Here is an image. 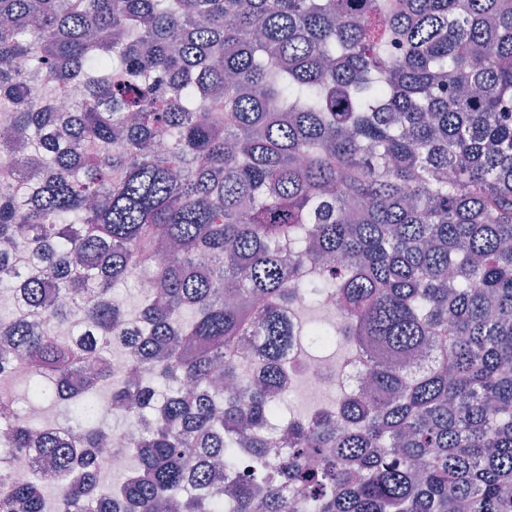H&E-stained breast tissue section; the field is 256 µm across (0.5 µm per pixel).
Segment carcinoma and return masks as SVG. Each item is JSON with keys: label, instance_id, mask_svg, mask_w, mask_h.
<instances>
[{"label": "carcinoma", "instance_id": "cac0c4a2", "mask_svg": "<svg viewBox=\"0 0 512 512\" xmlns=\"http://www.w3.org/2000/svg\"><path fill=\"white\" fill-rule=\"evenodd\" d=\"M1 114L0 512H512V0H0ZM303 387L310 389L316 386H337L340 390H348L355 381L353 365L350 363L336 364L328 362L324 357L305 359L301 366ZM337 397L336 390L331 387L319 388L313 394L295 391L288 404L295 414L307 415L316 407L333 404ZM124 461L125 457L119 448L115 449L113 452L112 448L106 449L101 458V473L106 475L112 471L121 469L124 466ZM131 466V460L126 459V466L120 471L112 472V474L104 476V483L112 484L122 481Z\"/></svg>", "mask_w": 512, "mask_h": 512}]
</instances>
